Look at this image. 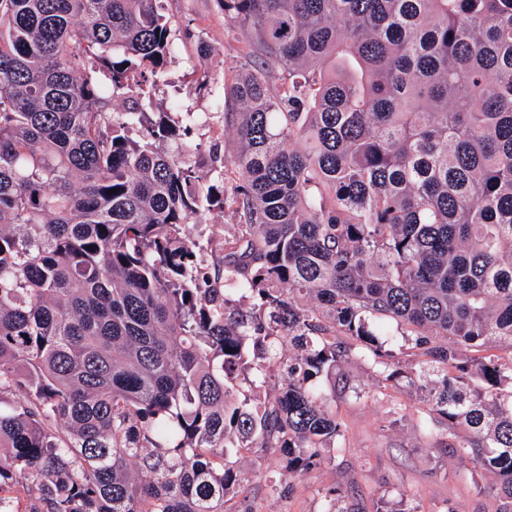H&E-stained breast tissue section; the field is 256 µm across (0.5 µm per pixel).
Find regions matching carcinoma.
Here are the masks:
<instances>
[{
	"instance_id": "obj_1",
	"label": "carcinoma",
	"mask_w": 512,
	"mask_h": 512,
	"mask_svg": "<svg viewBox=\"0 0 512 512\" xmlns=\"http://www.w3.org/2000/svg\"><path fill=\"white\" fill-rule=\"evenodd\" d=\"M165 2L0 0V512H231L234 456L335 447L356 356L512 512V0H217L222 170L154 111ZM189 224L197 225L194 229L196 238L204 247H207L209 242L210 249V245L214 247L224 241V235L232 232L233 224H237V220L233 210L224 207V211L217 209L198 214Z\"/></svg>"
}]
</instances>
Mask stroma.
<instances>
[{
	"label": "stroma",
	"mask_w": 512,
	"mask_h": 512,
	"mask_svg": "<svg viewBox=\"0 0 512 512\" xmlns=\"http://www.w3.org/2000/svg\"><path fill=\"white\" fill-rule=\"evenodd\" d=\"M177 49L156 87V109L185 113L194 161L211 163L233 152L236 138L224 129V81L243 59L248 41L216 0H167ZM206 58L207 90L193 75ZM350 385L378 389L376 397L337 393L333 408L343 425L339 447L322 449L320 465L282 479L284 459L253 451L239 463V512H327L328 489L348 490L359 512H497L495 481L478 476L468 460L449 454L445 424L424 430L426 407L405 382L378 385L368 363L352 360L336 372Z\"/></svg>",
	"instance_id": "35a3bbf8"
}]
</instances>
